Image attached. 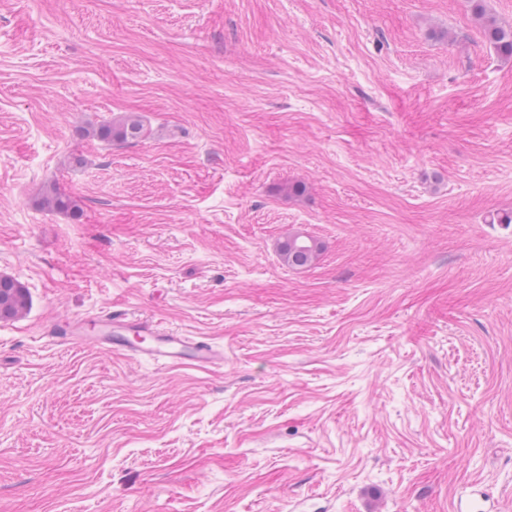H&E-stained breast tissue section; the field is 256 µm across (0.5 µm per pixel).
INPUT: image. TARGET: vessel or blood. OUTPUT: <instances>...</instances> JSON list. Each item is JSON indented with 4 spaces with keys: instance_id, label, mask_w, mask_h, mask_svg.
I'll return each mask as SVG.
<instances>
[{
    "instance_id": "1",
    "label": "vessel or blood",
    "mask_w": 512,
    "mask_h": 512,
    "mask_svg": "<svg viewBox=\"0 0 512 512\" xmlns=\"http://www.w3.org/2000/svg\"><path fill=\"white\" fill-rule=\"evenodd\" d=\"M93 344L113 353L146 359L164 367L183 364L207 369L224 361V353L207 341L197 340L163 327L148 318H136L115 310L98 320ZM452 512H500L499 503L482 489L461 491Z\"/></svg>"
}]
</instances>
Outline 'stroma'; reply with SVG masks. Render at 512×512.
I'll return each mask as SVG.
<instances>
[{
	"mask_svg": "<svg viewBox=\"0 0 512 512\" xmlns=\"http://www.w3.org/2000/svg\"><path fill=\"white\" fill-rule=\"evenodd\" d=\"M471 5L0 0V512H512V60ZM115 309L223 365L50 336ZM94 136L108 142L135 143L145 138L146 131L138 115L126 113L95 129ZM299 235L300 233L289 232L280 244V255L283 261L296 269L311 266L322 252V245L317 239L309 236L299 237ZM299 244L304 248L298 249ZM478 485H471V490L461 491L453 503V512H499L501 509L497 500L483 489H474Z\"/></svg>",
	"mask_w": 512,
	"mask_h": 512,
	"instance_id": "1",
	"label": "stroma"
}]
</instances>
